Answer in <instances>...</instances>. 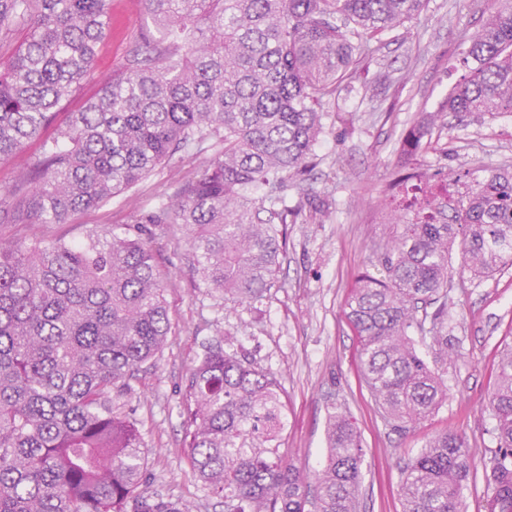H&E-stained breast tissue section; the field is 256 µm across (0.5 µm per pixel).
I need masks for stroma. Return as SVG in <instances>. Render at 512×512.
<instances>
[{"label":"stroma","instance_id":"35a3bbf8","mask_svg":"<svg viewBox=\"0 0 512 512\" xmlns=\"http://www.w3.org/2000/svg\"><path fill=\"white\" fill-rule=\"evenodd\" d=\"M491 0H429L407 37L389 39L374 56L366 81L326 101L317 167L303 183H289V207L302 208L304 222L288 227L277 285L257 307L230 308L221 292L197 280L192 257L178 231L156 235L154 245L169 287L165 298L172 330L162 353L146 365L125 404L148 455L149 492L193 505L195 512H224L192 469L184 444L182 401L187 378L206 346L231 339L257 366L278 379L287 403L288 426L280 451L286 463L310 476L326 455L325 431L332 408L357 426L365 458L359 512H401L400 485L408 460L444 429L462 432L475 453L467 512H487L485 467L496 442L489 410L495 351L512 341V267L474 278L454 271L448 290V334L456 345L445 382L448 398L439 411L404 433L381 418L358 368V339L344 315L357 276L369 269L372 246L386 232L382 191L401 165L402 138L425 113L437 111L459 80L455 65L466 49L463 37L488 18ZM110 30L94 63L95 74L76 92L69 110L99 94L149 21L142 0H109ZM352 116L351 125L342 117ZM433 146L419 162L429 171L493 167L512 170V114L472 117L437 127ZM223 144L212 139L202 152L157 171L111 205L73 216L68 226L47 225L48 237L81 236L93 228L129 223L151 211L170 185L194 178ZM329 199V218L313 216Z\"/></svg>","mask_w":512,"mask_h":512}]
</instances>
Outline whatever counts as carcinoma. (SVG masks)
<instances>
[{
    "mask_svg": "<svg viewBox=\"0 0 512 512\" xmlns=\"http://www.w3.org/2000/svg\"><path fill=\"white\" fill-rule=\"evenodd\" d=\"M428 0H144L152 26L49 137L63 100L93 72L106 0H0V161L39 141L0 186V512H193L148 491L145 451L120 400L171 333L154 229H185L200 282L238 306L276 284L291 209L280 192L311 171L322 103L369 71L383 37ZM465 70L440 110L402 139L375 267L346 301L363 380L394 429L447 399L444 330L452 255L484 277L512 266V171L429 173L417 163L444 113H512V0L468 36ZM216 138L222 151L153 211L104 234L48 241L41 228L106 206ZM489 408L496 450L488 512H512V345ZM184 443L226 512H357L364 449L330 416L315 489L287 465L281 387L244 353L209 348L188 380ZM474 452L453 430L407 463L402 512H465Z\"/></svg>",
    "mask_w": 512,
    "mask_h": 512,
    "instance_id": "carcinoma-1",
    "label": "carcinoma"
}]
</instances>
